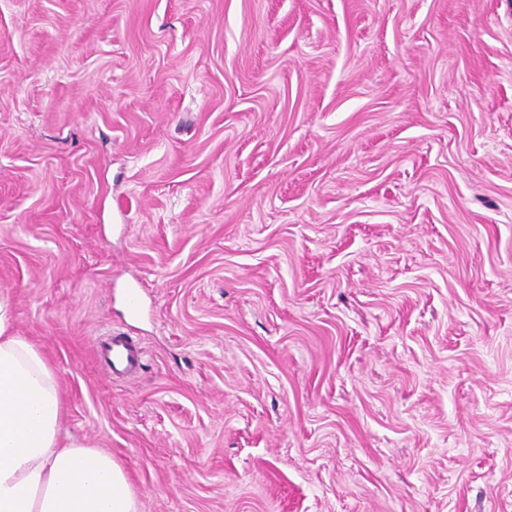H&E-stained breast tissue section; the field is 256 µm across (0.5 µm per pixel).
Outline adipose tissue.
<instances>
[{
  "label": "adipose tissue",
  "instance_id": "ef3b65f1",
  "mask_svg": "<svg viewBox=\"0 0 512 512\" xmlns=\"http://www.w3.org/2000/svg\"><path fill=\"white\" fill-rule=\"evenodd\" d=\"M59 380L0 289V512H138L121 465L61 440Z\"/></svg>",
  "mask_w": 512,
  "mask_h": 512
}]
</instances>
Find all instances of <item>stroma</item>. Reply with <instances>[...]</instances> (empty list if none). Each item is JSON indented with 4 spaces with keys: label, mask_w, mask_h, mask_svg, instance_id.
<instances>
[{
    "label": "stroma",
    "mask_w": 512,
    "mask_h": 512,
    "mask_svg": "<svg viewBox=\"0 0 512 512\" xmlns=\"http://www.w3.org/2000/svg\"><path fill=\"white\" fill-rule=\"evenodd\" d=\"M0 288L139 512H512V0H0ZM100 355L112 373L128 379H134L143 365L141 349L128 340L115 336L112 343L100 347Z\"/></svg>",
    "instance_id": "1"
}]
</instances>
